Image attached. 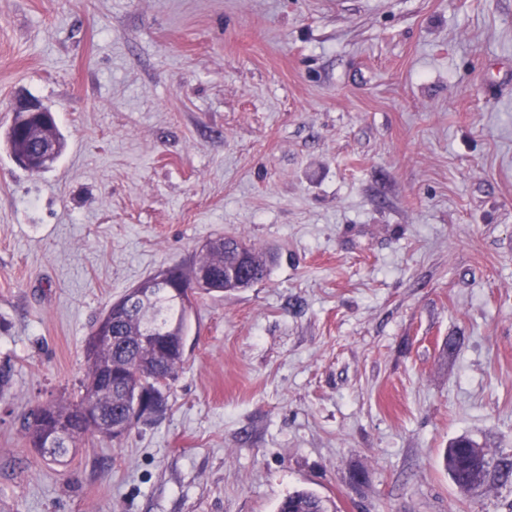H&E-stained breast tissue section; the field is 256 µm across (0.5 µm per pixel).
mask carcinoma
Returning <instances> with one entry per match:
<instances>
[{"label": "carcinoma", "instance_id": "carcinoma-1", "mask_svg": "<svg viewBox=\"0 0 512 512\" xmlns=\"http://www.w3.org/2000/svg\"><path fill=\"white\" fill-rule=\"evenodd\" d=\"M40 129L36 143L53 153V160L61 156L64 142L52 114L38 117L18 115L5 133L12 157H17L20 147L30 142L29 132ZM274 256L259 252L240 239L216 238L193 261L190 271L205 268L213 279L205 288L192 287L193 275L174 267L159 271L164 280L191 291V294L228 292L249 288L266 277ZM151 312L140 309L129 312L121 324L112 330L117 343L108 345L89 338L86 347L87 368L82 382L83 396L77 400H57L37 406L31 411L35 422H27V437L31 445L40 448L53 458L65 456L88 438L106 440L109 433L100 425L91 424L79 417L81 409L89 413L102 412L107 417L119 415L128 420L129 427L139 423L140 411L137 398L144 394L157 402V413L166 410L168 392L183 364L184 350H174L157 358L153 348L144 345L143 319L150 320L152 331L171 330L170 337L176 343H184V336L193 309L192 299L180 302L167 288L155 289L150 298ZM165 379V389L160 390L157 376ZM67 430L66 440L55 448L45 447L49 436L58 427ZM443 460L448 476L460 489L470 491L483 485L492 475L501 482L512 478V457L504 456L491 463L486 453L472 439L460 437L449 443ZM276 512H329L325 500L317 494L301 490L288 494L277 506Z\"/></svg>", "mask_w": 512, "mask_h": 512}]
</instances>
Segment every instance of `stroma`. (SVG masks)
Masks as SVG:
<instances>
[{"mask_svg":"<svg viewBox=\"0 0 512 512\" xmlns=\"http://www.w3.org/2000/svg\"><path fill=\"white\" fill-rule=\"evenodd\" d=\"M512 0H0V512H512L442 454H512ZM55 112L59 160L3 135ZM231 235L157 420L55 461L102 312ZM276 512H329L325 500L317 494L301 490L288 494L277 506Z\"/></svg>","mask_w":512,"mask_h":512,"instance_id":"35a3bbf8","label":"stroma"}]
</instances>
